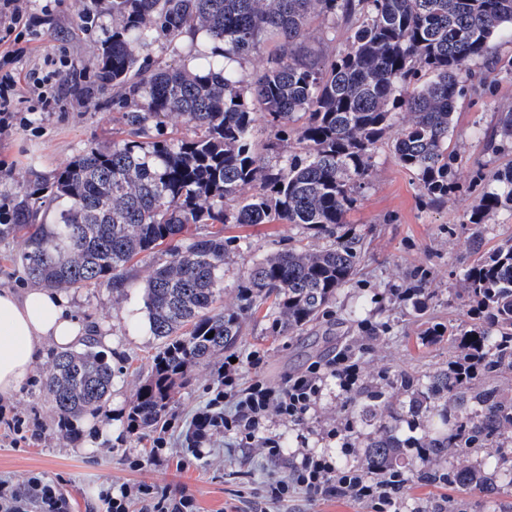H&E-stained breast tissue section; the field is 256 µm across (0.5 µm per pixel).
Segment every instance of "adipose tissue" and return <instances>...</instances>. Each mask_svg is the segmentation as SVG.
<instances>
[{
    "mask_svg": "<svg viewBox=\"0 0 512 512\" xmlns=\"http://www.w3.org/2000/svg\"><path fill=\"white\" fill-rule=\"evenodd\" d=\"M82 338L62 294L46 288L0 290V396L17 393L48 348L64 350Z\"/></svg>",
    "mask_w": 512,
    "mask_h": 512,
    "instance_id": "obj_1",
    "label": "adipose tissue"
}]
</instances>
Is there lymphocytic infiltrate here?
Segmentation results:
<instances>
[{"label":"lymphocytic infiltrate","mask_w":512,"mask_h":512,"mask_svg":"<svg viewBox=\"0 0 512 512\" xmlns=\"http://www.w3.org/2000/svg\"><path fill=\"white\" fill-rule=\"evenodd\" d=\"M34 20L28 0H0V58L16 60L27 55ZM331 382L347 395L362 387L359 364L350 347H342L330 357L312 362L305 370L290 374L284 385L278 387L260 379L242 385L239 364L225 363L201 419L188 437V451L193 459H201L211 438L227 433L243 447L259 445L263 457L271 464L290 462L286 476L270 477L263 485L261 493L267 502L288 500L296 490L303 489L314 495L351 497L371 505L374 512H400L401 493L407 482L404 471L398 469L389 477L378 479L366 474L359 465L337 464V455L347 456L353 451L351 423L325 429V437L339 445L335 453L325 448L303 447L290 457L280 436L269 431L268 423L274 417L296 426L307 425ZM103 499L108 512H129L133 502L140 504L141 512H197L195 499L187 489L173 491L146 482L105 492ZM34 503L39 505L40 512H70L68 499L39 478H30L23 488L0 482V512H30Z\"/></svg>","instance_id":"f902f5d3"}]
</instances>
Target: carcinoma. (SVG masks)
Here are the masks:
<instances>
[{"mask_svg": "<svg viewBox=\"0 0 512 512\" xmlns=\"http://www.w3.org/2000/svg\"><path fill=\"white\" fill-rule=\"evenodd\" d=\"M112 34L96 46L101 84L124 89L112 102L120 112L112 147H92L33 189L20 188L18 221L0 235L21 239L18 259L28 279L49 289L125 287L132 261L170 244V260L142 288V312L159 341L151 371L132 395L138 429L167 425L175 390L202 361L235 349L246 323L267 308L270 333L294 335L328 312L357 274L360 238L345 231L346 217L367 184L378 145L391 141L394 159L415 175L422 197L440 205L448 196L478 193L469 224L512 209V167L487 184L459 183L457 154L448 150L459 99L473 89L475 67L493 74L497 41L512 39V0H103ZM322 40L349 31L337 52L309 47L311 23ZM206 32L213 45L185 46L183 37ZM165 40L178 62L162 66L151 48ZM264 49L269 65L252 75L245 63ZM181 118L186 133L168 135ZM273 137H255L258 121ZM512 146V110L498 115L490 141ZM277 157L273 164L269 155ZM251 193L243 195L245 189ZM299 225L329 245L298 239L252 262L237 284L239 308L217 306L224 264L235 242L229 224ZM193 224L211 230L188 236ZM479 256L463 275L458 298L473 323L448 328L477 369L439 370L421 385L410 373L386 382L408 392L396 405L384 392L363 410L373 430L359 448L366 473L381 477L400 466L407 449H425L424 461L443 463L453 452L481 448L512 429V397L490 379L512 371V237ZM414 310L435 296L427 275L415 279ZM213 337H208V334ZM112 364L90 345L56 354L41 380L56 426L80 437L75 422L106 406ZM424 430L397 436L403 420ZM485 451L482 467L419 469L427 484L477 489L494 496L512 486V466ZM501 472L499 484L482 468Z\"/></svg>", "mask_w": 512, "mask_h": 512, "instance_id": "1", "label": "carcinoma"}]
</instances>
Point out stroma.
<instances>
[{
  "label": "stroma",
  "instance_id": "1",
  "mask_svg": "<svg viewBox=\"0 0 512 512\" xmlns=\"http://www.w3.org/2000/svg\"><path fill=\"white\" fill-rule=\"evenodd\" d=\"M33 9L41 25L30 43L31 52L17 63L0 59V76L35 67L43 56L56 54L62 47L69 63L82 72L86 93L81 98L60 95L53 111L29 113V126L0 137V196L11 199L19 188L49 178L88 147L111 145L112 101L123 94L122 88L101 86L95 77L94 49L112 32V19L104 14L101 0H33ZM86 12L98 15V26L83 28L81 16ZM495 66L494 83L479 95L459 100L454 114L448 146L461 157L456 177L464 184L512 162V156L492 153L486 139L499 113L512 109V41L500 42ZM476 203V195L461 194L440 206L427 204L415 178L396 163L390 143H383L374 156L368 183L348 216V229L360 236L364 250L360 274L342 288L327 316L300 334L273 336L268 321L249 322L237 355L244 359L255 350L264 353L261 374L273 386L346 345L352 346L369 390L384 388L388 378L403 370L424 381L434 371L450 367L458 360L459 350L447 337H428L427 330L461 328L471 322L457 293L465 268L474 260L460 226ZM229 233L235 242L224 267L221 305L233 312L239 305L236 285L250 261L284 247L288 240L301 237L302 231L292 224L272 222L241 224ZM167 259L166 247L156 248L131 268L128 287L118 291L104 286L68 291L73 313L87 331L112 337L107 353L116 371L111 405L82 421L78 440L67 439L40 394L42 376L50 365L39 364L4 404L12 413L39 423L42 435L16 445L7 427L0 426V481L22 485L29 476H40L69 498L71 512H106L103 490L138 482L187 487L199 512H373L370 505L349 497H313L303 492L281 505H266L259 496L264 481L272 471L285 475L286 467H270L259 448L241 447L226 434L213 437L197 464L179 469L176 461L186 453V431L206 405L217 377L214 360L195 366L191 384L179 389L169 406L168 415L176 423L170 433L173 462L165 467L147 463L152 436L129 432L126 414L158 346L140 312L141 289ZM417 271L429 276L437 292L420 315L403 295ZM358 298L366 301L367 311L355 320L348 310ZM357 412L336 386H329L309 421L305 443L325 447L322 429L356 422ZM133 457L142 459L141 468L129 467ZM449 504L456 512H512V489L488 498L476 490L428 485L409 476L403 491L404 512H440Z\"/></svg>",
  "mask_w": 512,
  "mask_h": 512
}]
</instances>
